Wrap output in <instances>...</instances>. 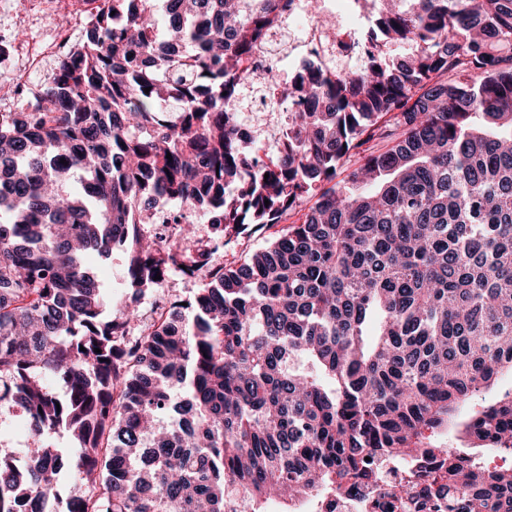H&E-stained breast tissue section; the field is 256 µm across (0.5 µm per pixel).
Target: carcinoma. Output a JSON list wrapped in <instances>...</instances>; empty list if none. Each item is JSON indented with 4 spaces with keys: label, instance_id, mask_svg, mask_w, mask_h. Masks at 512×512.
<instances>
[{
    "label": "carcinoma",
    "instance_id": "carcinoma-1",
    "mask_svg": "<svg viewBox=\"0 0 512 512\" xmlns=\"http://www.w3.org/2000/svg\"><path fill=\"white\" fill-rule=\"evenodd\" d=\"M100 2L0 114V402L37 440L32 468L0 454V512H330L400 461V499L512 512L479 452L512 456V389L471 407L512 373V0H374L366 64L307 70L262 156L237 95L278 81L247 58L281 0ZM196 208L220 236L298 219L227 267L190 248ZM115 247L113 314L87 260ZM179 268L204 288L130 337ZM463 406L473 447L438 446Z\"/></svg>",
    "mask_w": 512,
    "mask_h": 512
}]
</instances>
